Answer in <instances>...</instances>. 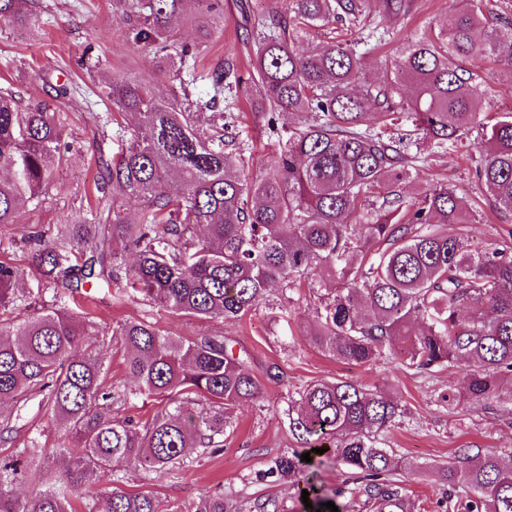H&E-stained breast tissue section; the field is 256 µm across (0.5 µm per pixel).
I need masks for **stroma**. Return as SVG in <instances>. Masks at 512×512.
<instances>
[{
    "instance_id": "35a3bbf8",
    "label": "stroma",
    "mask_w": 512,
    "mask_h": 512,
    "mask_svg": "<svg viewBox=\"0 0 512 512\" xmlns=\"http://www.w3.org/2000/svg\"><path fill=\"white\" fill-rule=\"evenodd\" d=\"M461 5L462 0H407L406 14L394 20L386 16L384 0H369L364 20L350 33L351 38L372 47L365 59L367 77H379L400 43L448 25ZM209 27L212 36L199 59L192 87L193 94L202 97L210 91V72L225 59H235L240 70H248L253 37L242 19L240 0H224L223 12L210 17ZM471 69L484 120L512 112V67L482 59L473 61ZM128 71L144 76L159 95H169L172 89V80L156 69L151 50L131 41L124 19L112 11V0H40L35 29L0 27V85L11 83L24 102L52 103L67 115L61 129L66 149L46 194L27 209L21 223L0 225V260L23 266L29 291H36L40 277L24 263L21 238L34 231L51 232L66 220L82 222L86 199L96 196L93 180L99 158L119 156L130 142L133 116L114 112L101 94V83L108 75ZM64 82L73 91L65 99H56L53 86ZM220 107L235 115L229 151L249 149L256 165L266 158L272 144L287 139L295 122L288 113L278 114L276 132H269L266 123L253 116L241 93L225 95ZM92 112L108 114L104 136L96 135L88 119ZM434 180L454 185L467 210L475 215V224L468 227L472 237L493 245L512 237V215L496 212L467 157L443 149L419 158L401 192L415 197ZM284 300L290 303L291 323L313 321L314 300L304 287L273 288L257 311L242 321L168 313L144 302L123 279L108 291L87 285L73 293L63 292L66 308L91 313L105 333H113L123 320L145 316L172 336L224 335L234 351L249 353L254 375L264 377L272 366L283 375L281 382L266 384L259 401L231 411L232 424L224 433L221 452L193 453L178 477L155 475L145 484L124 465H115L125 487L147 485L163 502L172 504L185 505L220 490L239 512H259V504L269 499L278 503L280 512H303L293 480L269 476L267 470L275 459L298 447L287 418L295 390L315 380L341 379L381 389L403 410L400 422L378 435L401 462L400 468L387 475L386 483L397 490L405 505L403 512H460L461 491L442 485L436 469L451 462L460 448L512 451V405L501 402L448 409L441 397L458 382L454 368L442 366L424 374L391 359L366 366L333 360L302 331H289V323L277 320V306ZM33 436L50 448L59 436L34 399L25 406L10 437L0 440V457L15 453ZM318 483L323 494L339 504L340 512H380L379 501L367 495L340 462H326L318 472Z\"/></svg>"
}]
</instances>
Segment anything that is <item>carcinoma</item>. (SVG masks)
Segmentation results:
<instances>
[{
  "instance_id": "1",
  "label": "carcinoma",
  "mask_w": 512,
  "mask_h": 512,
  "mask_svg": "<svg viewBox=\"0 0 512 512\" xmlns=\"http://www.w3.org/2000/svg\"><path fill=\"white\" fill-rule=\"evenodd\" d=\"M36 0H0V23L26 28L38 21L22 9ZM186 0H112L133 41L154 50L159 71L180 81L164 98L150 84L124 76L106 83L112 107L135 115L128 148L106 164L96 209L81 224H59L25 241L28 261L53 289L23 321L8 311L26 300L23 269L0 261V404L41 397L60 433L58 446L32 439L20 455L0 458V512H169L151 490L117 487L121 462L143 474L177 476L194 448L224 447V412L258 401L263 382L223 335L163 334L131 320L116 330L129 390L105 386L96 351L98 325L58 304L60 290L111 286L119 274L146 301L201 320H241L270 287L308 282L317 319L309 341L328 357L363 366L396 359L427 373L444 364L460 371V386L442 401L512 404L499 380L512 376V243L487 247L457 231L471 224L456 190L432 185L407 200L408 153L451 147L470 157L497 211L512 214V113L480 118L474 58L512 63V22L487 24V0H465L435 36L396 49L376 81L363 73L364 53L330 37L301 50L311 29L357 21L362 0H283L255 32L251 71L225 61L212 74L209 99H191L181 75L195 64L211 30L189 45L177 39ZM414 88L404 98V87ZM245 88L256 116L288 112L303 119L250 177L240 156L224 152L233 116L206 122L224 90ZM66 117L42 102L22 104L0 89V224L19 223L26 205L49 185L60 158ZM410 121L409 141L389 131ZM479 141H470L473 130ZM180 192L167 191L171 182ZM141 202L137 221L124 199ZM134 252L118 262L111 243ZM324 278L340 287L319 293ZM467 314H461V311ZM288 408V426L310 453L281 457L269 475L305 483L312 509L328 499L314 482L321 454L331 450L350 474L384 500L398 493L378 479L393 460L376 434L395 424L399 404L387 393L347 380L305 385ZM159 403L144 421L112 414V402ZM438 476L465 488L463 512H512V462L494 453L458 451V464ZM26 484L30 494H14ZM85 488V510L74 488ZM185 512H237L219 491Z\"/></svg>"
}]
</instances>
